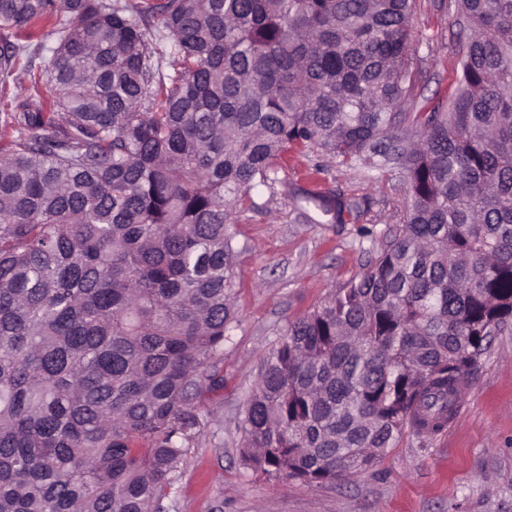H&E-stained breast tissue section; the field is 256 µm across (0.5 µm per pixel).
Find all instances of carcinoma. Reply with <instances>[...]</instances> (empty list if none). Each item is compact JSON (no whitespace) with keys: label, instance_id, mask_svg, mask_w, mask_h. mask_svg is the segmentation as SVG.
<instances>
[{"label":"carcinoma","instance_id":"obj_1","mask_svg":"<svg viewBox=\"0 0 512 512\" xmlns=\"http://www.w3.org/2000/svg\"><path fill=\"white\" fill-rule=\"evenodd\" d=\"M415 2L0 0V512H167L224 385L228 225L293 150L404 174L403 221L263 360L245 462L352 480L448 424L512 326V0H455L457 95L424 114ZM323 172L296 206L357 218Z\"/></svg>","mask_w":512,"mask_h":512}]
</instances>
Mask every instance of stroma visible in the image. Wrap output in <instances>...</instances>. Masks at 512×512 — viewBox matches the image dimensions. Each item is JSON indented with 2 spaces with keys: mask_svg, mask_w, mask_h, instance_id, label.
I'll return each mask as SVG.
<instances>
[{
  "mask_svg": "<svg viewBox=\"0 0 512 512\" xmlns=\"http://www.w3.org/2000/svg\"><path fill=\"white\" fill-rule=\"evenodd\" d=\"M455 19L454 0H416V111L455 93ZM319 161L313 154L289 159L275 195L229 227L237 319L218 366L224 386L199 403L204 429L174 475L169 512H512V328L480 358L447 427L428 435L406 430L359 479L310 486L244 463L241 420L263 359L289 323L369 268L403 218L399 176L370 182L331 166L324 186L365 197L364 211L349 224L307 222L291 191Z\"/></svg>",
  "mask_w": 512,
  "mask_h": 512,
  "instance_id": "1",
  "label": "stroma"
}]
</instances>
